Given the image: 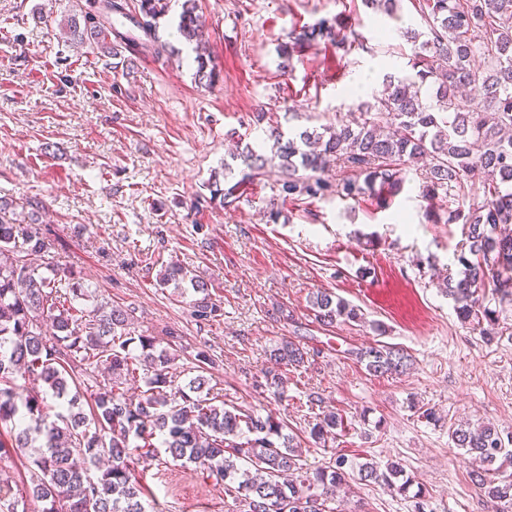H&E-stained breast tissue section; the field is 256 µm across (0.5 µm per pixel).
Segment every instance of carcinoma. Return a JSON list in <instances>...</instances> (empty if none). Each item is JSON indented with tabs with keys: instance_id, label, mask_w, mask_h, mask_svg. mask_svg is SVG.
I'll use <instances>...</instances> for the list:
<instances>
[{
	"instance_id": "cac0c4a2",
	"label": "carcinoma",
	"mask_w": 512,
	"mask_h": 512,
	"mask_svg": "<svg viewBox=\"0 0 512 512\" xmlns=\"http://www.w3.org/2000/svg\"><path fill=\"white\" fill-rule=\"evenodd\" d=\"M169 4L139 0L131 14L125 0H84L68 25L70 41L92 42L114 56H159L168 45L157 36L156 24ZM418 14L425 27L403 32L413 46L411 73L384 75L381 95L351 124L323 125L288 138L274 129L270 158L245 147L236 155L240 179L226 188L212 177L210 200L230 207L242 185L274 171L288 194L385 202L403 190L408 163L425 158L420 194L428 202L427 215L439 217L435 200L442 189L461 200L447 210L445 223L467 226L465 245L456 254L460 277L448 276L442 291L462 322L497 336L500 317L512 306V0H418ZM119 17L140 35L119 31ZM178 32L188 42L200 39L196 0H184ZM319 36L340 43L335 28L323 21L302 28L294 44ZM193 63L198 82L212 86L210 56L198 51ZM332 157L348 176L324 177ZM478 174L482 201L464 210L469 183ZM52 249L37 222H20L16 206L0 199V427L13 436L11 448L29 453L37 471L23 489L0 479V512H148L150 491L143 478L162 454L224 487L239 506L236 512H265L267 504L277 506L276 512H332L327 503L350 478L345 455L336 453L313 468L294 436L282 437L281 423L271 416L216 404L206 373L219 358L207 351L195 354L189 367L195 376L179 384L174 358L156 351L155 338L136 330L133 311L87 309L83 300L92 295L79 273L59 262L40 272L28 262ZM185 277L175 263L160 271L158 281L179 284ZM191 288L199 295L194 316H219L221 306L208 284L194 280ZM309 302L315 321L325 327L363 319L357 306L325 290ZM493 302L497 307H490ZM44 318L50 337L42 329ZM308 355L300 342L282 338L269 353L273 367L262 372L265 385L281 387L280 368L299 367ZM352 355L375 377L399 375L411 366L406 351L381 341ZM77 361L102 365L109 376L87 416L75 410L79 394H70V384L78 383ZM19 372L31 388L16 383ZM131 381L143 382L144 390L129 394L125 385ZM341 426V415L326 409L308 422L307 434L323 446ZM281 437L283 443L276 444ZM450 437L483 462L470 478L492 512H512V437L503 438L489 423L454 424ZM357 474L390 491L406 493L412 486L393 462L383 468L365 462Z\"/></svg>"
}]
</instances>
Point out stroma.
I'll return each mask as SVG.
<instances>
[{
  "mask_svg": "<svg viewBox=\"0 0 512 512\" xmlns=\"http://www.w3.org/2000/svg\"><path fill=\"white\" fill-rule=\"evenodd\" d=\"M181 3L171 0L158 28L172 53L126 66L67 41L74 0H0V197L39 213L57 260L100 301L133 309L136 329L178 364L202 348L220 355L210 385L226 403L272 416L303 444L321 406L341 413L338 438L307 453L308 464L335 451L395 461L426 490L430 512H487L448 428L489 421L512 435V335L486 341L439 290L465 234L426 219L424 166L410 168L386 207L369 197L297 201L273 175L243 185L230 208L207 189L237 149L270 148V128L289 134L358 117L385 73H409L410 44L363 0H198L202 42L220 72L204 87L177 32ZM323 21L346 42L318 39L281 58L294 31ZM172 261L211 283L221 317L195 319L190 284L157 285ZM324 288L363 321L318 324L309 298ZM285 336L312 356L285 369L278 397L261 370ZM378 340L405 349L413 369L369 376L351 351ZM145 481L158 512H227L231 502L173 461L151 466ZM331 506L413 512L408 496L375 484H352Z\"/></svg>",
  "mask_w": 512,
  "mask_h": 512,
  "instance_id": "stroma-1",
  "label": "stroma"
}]
</instances>
